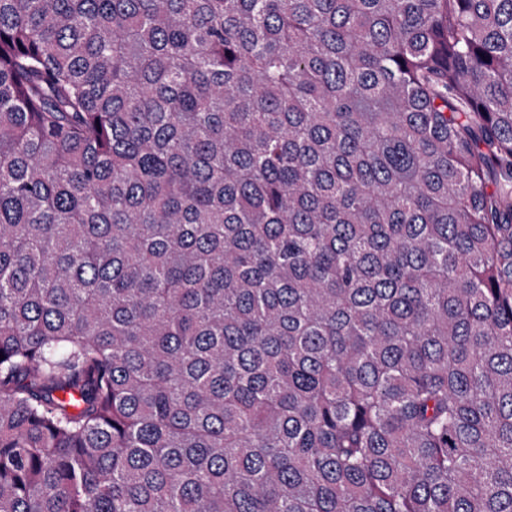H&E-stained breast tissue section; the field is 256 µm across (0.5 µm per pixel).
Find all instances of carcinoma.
<instances>
[{
    "mask_svg": "<svg viewBox=\"0 0 512 512\" xmlns=\"http://www.w3.org/2000/svg\"><path fill=\"white\" fill-rule=\"evenodd\" d=\"M0 512H512V0H0Z\"/></svg>",
    "mask_w": 512,
    "mask_h": 512,
    "instance_id": "carcinoma-1",
    "label": "carcinoma"
}]
</instances>
